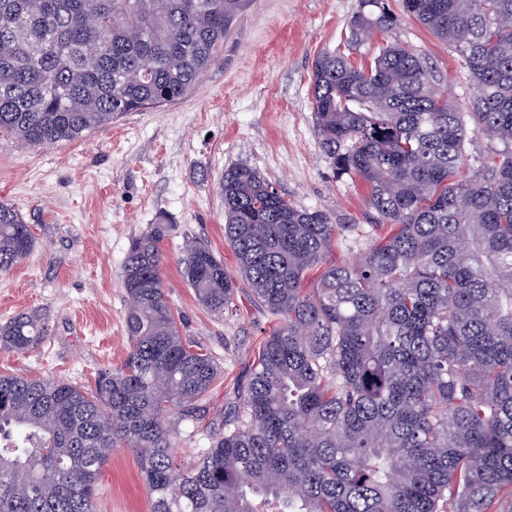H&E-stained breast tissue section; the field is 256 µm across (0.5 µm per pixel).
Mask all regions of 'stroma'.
<instances>
[{"instance_id":"35a3bbf8","label":"stroma","mask_w":512,"mask_h":512,"mask_svg":"<svg viewBox=\"0 0 512 512\" xmlns=\"http://www.w3.org/2000/svg\"><path fill=\"white\" fill-rule=\"evenodd\" d=\"M387 3L399 16L391 39L421 53L436 92L469 111L475 88L454 48L405 14L402 0ZM358 8L359 0H242L216 63L182 99L48 147L0 134V200L21 213L37 240L27 258L0 273V325L34 312L46 329L29 350L0 347V374L90 385L99 372L120 367L129 351L124 259L135 238L169 224L161 244L168 301L183 336L220 369L202 417L177 427L174 452L188 462L209 447L272 322L245 287L223 316L203 309L180 273L185 241L197 238L234 267L219 183L226 169L246 165L294 206L343 225L336 256L361 253L371 222L366 187L337 172L311 109L313 64L320 53L344 47ZM96 508L150 512L132 450L113 451Z\"/></svg>"}]
</instances>
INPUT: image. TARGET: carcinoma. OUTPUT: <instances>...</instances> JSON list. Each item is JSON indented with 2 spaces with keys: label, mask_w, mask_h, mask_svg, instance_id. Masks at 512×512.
Returning <instances> with one entry per match:
<instances>
[{
  "label": "carcinoma",
  "mask_w": 512,
  "mask_h": 512,
  "mask_svg": "<svg viewBox=\"0 0 512 512\" xmlns=\"http://www.w3.org/2000/svg\"><path fill=\"white\" fill-rule=\"evenodd\" d=\"M240 0H0V133L72 141L127 112L174 102L216 61ZM453 46L476 94L475 132L503 149L462 176L468 130L431 67L387 40L368 65L319 55L320 146L368 187L372 237L339 261L343 225L288 202L256 170L224 171L235 270L189 240L181 271L221 317L238 282L275 325L224 432L194 465L172 421L195 422L219 375L181 336L161 277L165 224L135 239L122 273L130 349L91 389L0 375V512H94L101 469L133 449L152 512H493L512 493V0H403ZM385 0H360L386 34ZM36 246L0 201V272ZM44 324L20 313L0 344L27 350Z\"/></svg>",
  "instance_id": "obj_1"
}]
</instances>
